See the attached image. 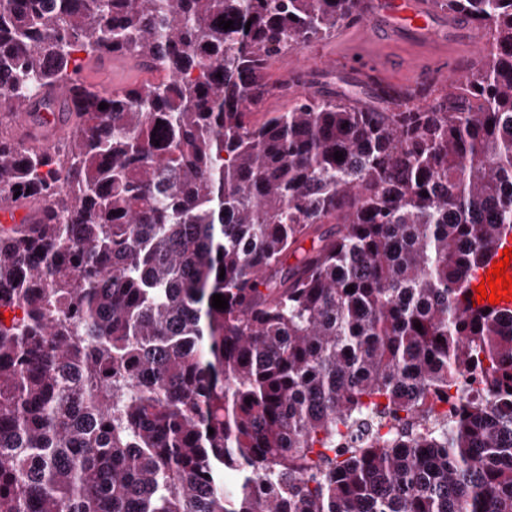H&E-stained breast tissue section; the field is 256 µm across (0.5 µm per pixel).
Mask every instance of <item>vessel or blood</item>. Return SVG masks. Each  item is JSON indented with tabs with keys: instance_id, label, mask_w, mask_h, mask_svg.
<instances>
[{
	"instance_id": "1",
	"label": "vessel or blood",
	"mask_w": 512,
	"mask_h": 512,
	"mask_svg": "<svg viewBox=\"0 0 512 512\" xmlns=\"http://www.w3.org/2000/svg\"><path fill=\"white\" fill-rule=\"evenodd\" d=\"M360 31L365 35L383 33L389 41L441 46L466 43L471 54H478L487 38L476 23L452 16L441 19L431 0H362ZM14 134L30 142H48L56 134L54 126H37L18 120ZM37 210L11 205L0 199V222L35 223Z\"/></svg>"
}]
</instances>
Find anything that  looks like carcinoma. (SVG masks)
Segmentation results:
<instances>
[{
	"mask_svg": "<svg viewBox=\"0 0 512 512\" xmlns=\"http://www.w3.org/2000/svg\"><path fill=\"white\" fill-rule=\"evenodd\" d=\"M360 3L0 0V112L57 86L69 127L0 132L43 202L0 228V512H512V311L466 304L512 236V0H442L490 37L441 89L257 120ZM112 55L164 77L80 79ZM23 115L26 114H16L12 118H9L10 120H8L7 132L9 131V128L15 120V118L21 116L18 119V122L14 128V134L17 138H21L35 143H37L38 141L41 143H45L46 146L50 147L57 145L64 138L67 127L63 134L55 136L56 132L60 131L59 128L56 129L53 125L37 126L33 124H27L26 119L23 117ZM50 139L51 141L48 144H46ZM505 248H512V239H509L508 243L504 244L502 247H499L497 249L491 262L487 265V267L485 269L480 271L478 276L470 283L469 296H470V301H471L472 307H473V304H476V307H473L474 309H481V310H486V309L498 310V309H502V308H511L512 309V301H503L502 300L500 302V304H497V305H491L487 301L488 295H490V293H491L490 287L486 283V277H488L487 270L491 271L492 263L500 262V259H503V257L505 256L503 253V250H505ZM481 279H484V285L487 290V298H486V300H484L483 304H478L477 303V293H476L475 287H478L481 284Z\"/></svg>",
	"mask_w": 512,
	"mask_h": 512,
	"instance_id": "carcinoma-1",
	"label": "carcinoma"
}]
</instances>
